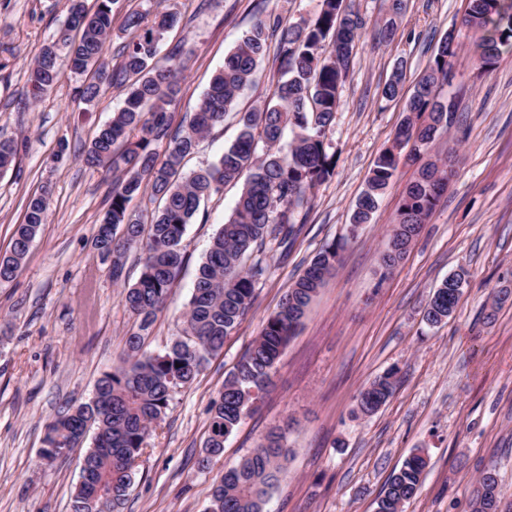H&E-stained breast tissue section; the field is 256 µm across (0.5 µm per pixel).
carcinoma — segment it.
I'll use <instances>...</instances> for the list:
<instances>
[{
    "mask_svg": "<svg viewBox=\"0 0 512 512\" xmlns=\"http://www.w3.org/2000/svg\"><path fill=\"white\" fill-rule=\"evenodd\" d=\"M97 0L90 11L85 0H70L69 15L59 39L43 47L30 72L29 94L36 98L54 88L65 71L94 76L75 89L78 102L91 106L101 85L112 80L102 62L112 31V5ZM177 23L173 12H162L152 24L141 13L126 17V28L137 35L122 47L123 106L100 126L85 153L86 164L118 174L112 184L94 246L112 258V278L123 277L124 258L142 253L138 281L124 289L125 307L137 318L126 339L122 363L98 381L95 402L67 406L46 426L44 457H60L92 435L82 460L83 480L71 499V512H122L145 439L161 421L176 389L190 385L208 357L220 352L224 340L243 322L255 285L267 271L261 257L265 245L288 248L301 231L297 215L307 207L314 189L333 175L334 156L328 154L329 133L341 91L353 60L354 41L364 21L354 3L319 0L309 19L285 25L276 16L257 20L237 46L224 57V66L193 113L188 126L170 132L167 106L178 93L187 59L178 51L156 61L166 34ZM461 25L482 32L477 62L489 67L502 48L512 45V0H468ZM275 46L283 63L282 79L273 97L240 119L232 145L214 163L188 175L184 159L193 154L212 129L224 123L238 93L253 82L259 61ZM458 42L448 32L427 64L405 107L406 116L392 144L374 162L366 189L357 200L350 225L365 224L375 211L400 163H416L428 153L437 136L453 126V112L440 91L448 83L450 61ZM292 140L283 145L285 130ZM19 145L0 140V173L15 166ZM452 176L447 164L427 163L406 187L391 239L398 250L383 256L390 269L406 254L422 224L432 215ZM244 180L230 219L215 233L196 275L184 314L182 336L162 353L141 352L157 315L185 263L181 241L201 201ZM162 202L150 223L130 211L133 198L144 193ZM49 192L30 196L22 223L16 225L9 252L0 255V282L12 280L24 262L36 233L45 223ZM344 243L325 244L307 264L266 319L261 333L224 380L209 408L208 435L197 462L211 469L224 452V442L245 414L256 408L271 383L283 349L295 336L311 303L339 262ZM464 274L445 279L430 298L424 319L437 325L455 311ZM398 379L393 372L379 376L358 396L360 410L370 415L393 395ZM280 429L236 466L216 478L207 512H264L279 481L290 449ZM427 461L423 451L410 455L387 480L376 512H403L419 491ZM502 489L492 470H485L474 489V512H500Z\"/></svg>",
    "mask_w": 512,
    "mask_h": 512,
    "instance_id": "obj_1",
    "label": "carcinoma"
}]
</instances>
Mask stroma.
Returning a JSON list of instances; mask_svg holds the SVG:
<instances>
[{"instance_id":"stroma-1","label":"stroma","mask_w":512,"mask_h":512,"mask_svg":"<svg viewBox=\"0 0 512 512\" xmlns=\"http://www.w3.org/2000/svg\"><path fill=\"white\" fill-rule=\"evenodd\" d=\"M157 4L180 17L165 50L180 49L189 59L168 108L175 131L256 19L271 14L288 25L317 9V0H117L103 56L111 74H119V50L134 37L126 14ZM406 4L394 40L381 42L375 32L386 18L384 0H355L366 25L329 134L334 173L315 189L289 252L266 250L268 269L243 324L195 381L174 393L146 440L122 512H205L214 474L274 427L285 430L291 454L266 512H375L389 474L419 448L428 466L404 512H472L476 480L489 468L512 501V301L494 303L500 289H512V48L480 67L479 35L461 25L467 0ZM67 9L68 0H0V139L22 145L15 167L0 173V253L9 250L28 198L50 190L47 219L26 259L14 279L0 283V512H69L85 450L45 459V427L66 402L92 397L124 357L136 326L122 293L139 277L140 254H128L123 281L113 282L111 259L93 244L113 175L83 161L99 126L121 107L124 86L103 84L89 108L75 102L71 74L39 99L27 94L35 59ZM451 28L460 48L442 94L456 102L457 119L430 151L453 161L440 203L405 257L383 270L403 192L417 175L416 166L399 167L284 349L258 409L227 438L212 472L199 471L211 401L308 262L345 236L374 161L404 117L406 96ZM399 66L402 94L386 99L382 90ZM281 71L280 59L267 54L223 125L186 158V169L213 162L234 142L239 116L271 97ZM63 139L68 149L61 156ZM240 191L225 185L188 225L186 262L145 353L164 352L180 336L197 269ZM461 270L468 285L454 316L428 326L422 315L432 293ZM392 368L395 394L374 415H362L359 392Z\"/></svg>"}]
</instances>
